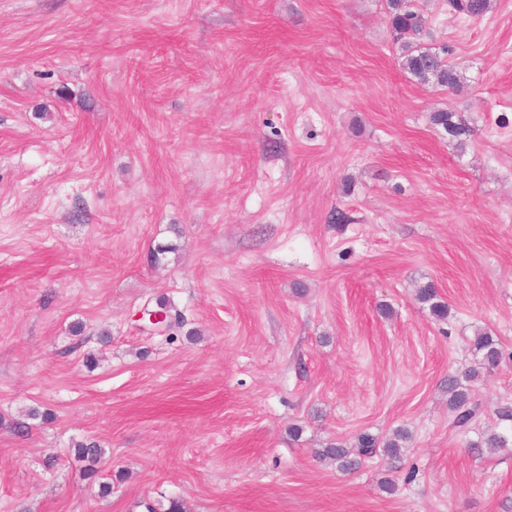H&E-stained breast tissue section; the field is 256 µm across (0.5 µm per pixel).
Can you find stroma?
<instances>
[{"label":"stroma","mask_w":512,"mask_h":512,"mask_svg":"<svg viewBox=\"0 0 512 512\" xmlns=\"http://www.w3.org/2000/svg\"><path fill=\"white\" fill-rule=\"evenodd\" d=\"M418 4L458 91L402 69L382 0H0V512L512 506V452L467 450L512 402V0ZM161 300L184 324L142 330ZM398 428L396 464L315 455ZM494 0H448V11L458 16L480 18L493 8ZM455 112H448L447 109L437 110L430 115L431 123L438 129L443 130L448 137L456 139L460 143L472 135V131L461 121L456 120ZM418 300L428 303L432 314L436 319L443 320L448 316V304L437 300L436 286L433 283H427L418 290ZM473 347L481 356L480 368L490 374L498 366L502 357L499 340L488 331H484L475 336ZM480 373L479 370H470L448 376V410L455 428L471 429L479 417V405L472 398L468 383L479 377Z\"/></svg>","instance_id":"35a3bbf8"}]
</instances>
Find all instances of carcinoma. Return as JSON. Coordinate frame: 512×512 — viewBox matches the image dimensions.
<instances>
[{"mask_svg": "<svg viewBox=\"0 0 512 512\" xmlns=\"http://www.w3.org/2000/svg\"><path fill=\"white\" fill-rule=\"evenodd\" d=\"M494 0H448V11L458 16L480 18L493 8ZM384 10L388 18L390 32L394 42L400 44L401 66L424 83H433L437 87L454 90L461 84V76L457 67L431 51L416 43L426 28L427 19L418 7L416 0H384ZM431 123L443 130L448 137L460 142L472 135V131L456 119V113L446 109L433 112ZM418 300L429 304L435 318L443 320L448 316V304L437 299L436 286L428 283L418 290ZM473 347L481 356V370L491 373L502 357L501 345L498 339L484 331L475 336ZM480 370H470L461 374L448 375V410L451 413L452 424L460 430H468L479 417V405L472 398L469 382L479 377ZM501 430L486 431L468 444V451L481 456L486 451H501L512 447V402L501 403L495 412ZM407 434L398 431L384 445H379L377 438L364 433L357 437L356 446L346 448L341 443H331L318 451V456L336 462L342 470H352L364 457H372L377 448H383L384 453L398 459L401 456L402 442ZM79 458L89 462L87 476L97 474L96 464L102 456V448L94 443H81L76 447Z\"/></svg>", "mask_w": 512, "mask_h": 512, "instance_id": "carcinoma-1", "label": "carcinoma"}]
</instances>
